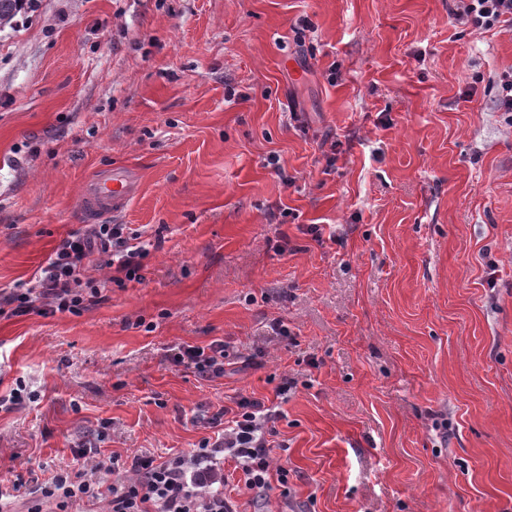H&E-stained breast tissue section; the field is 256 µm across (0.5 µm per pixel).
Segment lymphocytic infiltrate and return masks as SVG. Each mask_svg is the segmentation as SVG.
<instances>
[{
    "label": "lymphocytic infiltrate",
    "mask_w": 512,
    "mask_h": 512,
    "mask_svg": "<svg viewBox=\"0 0 512 512\" xmlns=\"http://www.w3.org/2000/svg\"><path fill=\"white\" fill-rule=\"evenodd\" d=\"M456 11L480 30L512 29V0H457ZM97 253L108 254L109 266L123 273L126 281H141L148 254L145 246L126 234L123 225L97 224L63 239L34 285L0 297V311L9 307L18 314L43 306L52 314H80L86 295L100 292L98 280L85 273L86 261ZM226 358L225 345L219 340L205 348L183 346L174 356L176 363L208 378L223 376ZM291 387V381H282L271 400L237 398L233 405L205 416L213 434L192 453H176L161 462L150 455H134L123 462V476L109 484L102 477L104 464L97 459V446L79 443L78 453L87 459V466L77 471L54 470L35 487L28 512H42L46 502L54 503L57 512H69L73 501L101 498L107 499L109 512H237L218 468L226 458L241 471L243 484L255 500L265 499L273 483L288 481L287 467L270 466V438L283 416L276 401L285 398Z\"/></svg>",
    "instance_id": "obj_1"
}]
</instances>
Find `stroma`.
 I'll use <instances>...</instances> for the list:
<instances>
[{"label":"stroma","mask_w":512,"mask_h":512,"mask_svg":"<svg viewBox=\"0 0 512 512\" xmlns=\"http://www.w3.org/2000/svg\"><path fill=\"white\" fill-rule=\"evenodd\" d=\"M0 30V293L90 222L149 245L77 316L0 315V489L191 452L293 381L240 512H512V31L453 0H30ZM322 225L321 237L309 227ZM221 340L204 379L175 348ZM133 194L127 173L108 170L87 186L82 208L87 215L108 216L118 213Z\"/></svg>","instance_id":"stroma-1"}]
</instances>
